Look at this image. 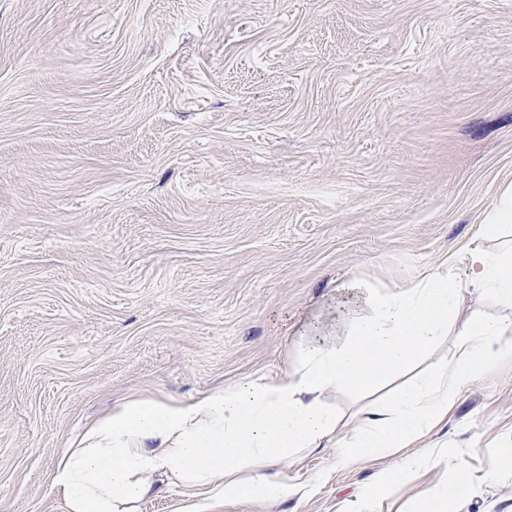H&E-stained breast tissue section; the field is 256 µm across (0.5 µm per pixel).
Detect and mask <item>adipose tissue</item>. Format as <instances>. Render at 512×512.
Segmentation results:
<instances>
[{
	"instance_id": "adipose-tissue-1",
	"label": "adipose tissue",
	"mask_w": 512,
	"mask_h": 512,
	"mask_svg": "<svg viewBox=\"0 0 512 512\" xmlns=\"http://www.w3.org/2000/svg\"><path fill=\"white\" fill-rule=\"evenodd\" d=\"M458 262L461 272L436 270L398 291L348 282L335 334L307 327L295 363L279 378H246L182 404L131 397L114 405L61 453L51 474L53 489L68 512H138L164 476L199 498V512H209L215 499L298 495V484L285 477L269 480L265 470L288 469L303 449L335 447L340 468L369 454L407 449L353 509L376 512L382 498L421 468L463 475V458L418 444L444 422L455 395L512 359V246L471 248ZM476 293L493 296L504 313L476 304L460 314L465 296ZM450 333L452 359L431 363L412 386L372 405L356 427L342 429L335 405L327 401L331 391L379 386ZM242 462L253 469L250 479L236 476Z\"/></svg>"
}]
</instances>
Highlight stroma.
Masks as SVG:
<instances>
[{"label":"stroma","mask_w":512,"mask_h":512,"mask_svg":"<svg viewBox=\"0 0 512 512\" xmlns=\"http://www.w3.org/2000/svg\"><path fill=\"white\" fill-rule=\"evenodd\" d=\"M512 185V0H0V512H66L50 474L131 396L275 379L342 284L418 282ZM387 389L329 394L343 427ZM512 505V361L422 439ZM397 456L303 452L302 499L349 512ZM424 468L379 512H419Z\"/></svg>","instance_id":"35a3bbf8"}]
</instances>
